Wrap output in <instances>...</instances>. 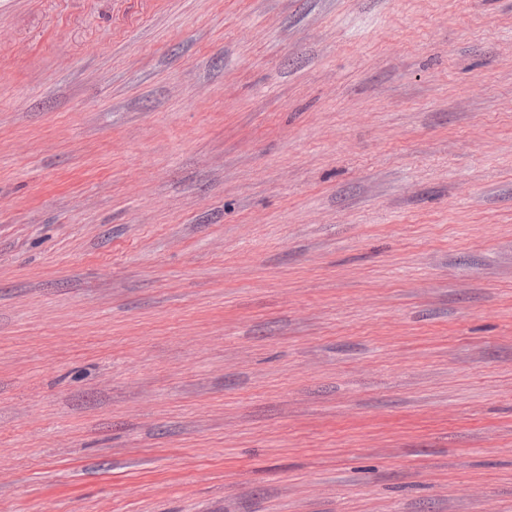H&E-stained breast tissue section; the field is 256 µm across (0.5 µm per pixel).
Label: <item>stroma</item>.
Listing matches in <instances>:
<instances>
[{"label":"stroma","mask_w":512,"mask_h":512,"mask_svg":"<svg viewBox=\"0 0 512 512\" xmlns=\"http://www.w3.org/2000/svg\"><path fill=\"white\" fill-rule=\"evenodd\" d=\"M0 512H512V0H0Z\"/></svg>","instance_id":"obj_1"}]
</instances>
